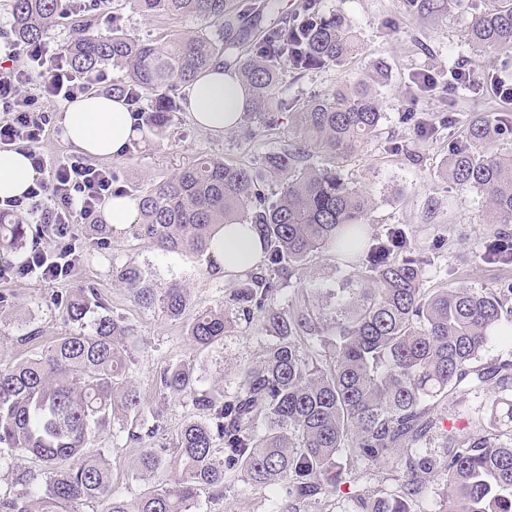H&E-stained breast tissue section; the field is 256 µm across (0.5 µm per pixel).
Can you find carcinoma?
Listing matches in <instances>:
<instances>
[{
  "label": "carcinoma",
  "mask_w": 512,
  "mask_h": 512,
  "mask_svg": "<svg viewBox=\"0 0 512 512\" xmlns=\"http://www.w3.org/2000/svg\"><path fill=\"white\" fill-rule=\"evenodd\" d=\"M304 0L291 20L272 19L278 0H135L148 17L211 20L213 30L189 29L140 39L128 33L117 0H11V32L26 46L71 26L66 65L92 77L117 67L112 95L139 113V128L162 137L182 109L177 87L214 63L248 89L247 117L291 113L296 140L268 152L260 165L285 175L268 196L256 168L203 156L173 177L139 190L140 222L132 231L163 252L205 254L219 230L249 224L263 245L258 270L232 274L224 304L192 306L188 288L154 286L142 268L112 261V281L142 308L168 320L192 312L187 336L197 350L231 329L256 323L267 340L262 359L242 368L234 389L203 388L190 364L170 362L155 378L159 399L184 403L192 416L177 431L174 479H160L136 499L113 488L105 432L141 445L127 478L156 477L169 467L162 411L147 406L131 377L140 340L135 325L114 314L87 283L56 291L50 304L73 330L50 342L30 329L18 341L34 351L18 359L0 346V471L10 477L0 512H199V498H224L240 473L253 487L278 486L274 512H302L357 483L360 468L385 464L402 473L392 489L354 495V512H413L429 484L442 477L448 512H512V399L488 395L463 426L445 412L457 388L489 390L512 380V361L480 365L490 334L512 316V281L473 288L445 281L427 288L439 239L421 241L402 226L379 238L370 231L372 193L352 186L335 161L377 136L386 119L376 86L378 62L366 80L331 93L291 99L281 92L283 67L297 74L339 66L362 50L350 20ZM466 42L478 53L512 49V0H492L475 13ZM459 93L474 85L448 69ZM512 136V117L473 112L461 138L448 144L443 175L483 196L491 226L479 258L512 267V155L487 145ZM318 154L326 162L304 165ZM30 225L0 213V249H24ZM109 224H86L72 240L88 256L108 245ZM329 254L350 269L341 309H312L286 298L310 256ZM19 308L0 291V320ZM442 440L438 457L418 455L423 441Z\"/></svg>",
  "instance_id": "obj_1"
}]
</instances>
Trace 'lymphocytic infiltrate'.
Listing matches in <instances>:
<instances>
[{"label": "lymphocytic infiltrate", "instance_id": "f902f5d3", "mask_svg": "<svg viewBox=\"0 0 512 512\" xmlns=\"http://www.w3.org/2000/svg\"><path fill=\"white\" fill-rule=\"evenodd\" d=\"M6 58L0 64V148L22 145L40 177L24 196L0 200V210L55 230L54 246H33L31 258L20 266L22 275L47 258L64 275L75 267L76 257L61 240L75 224L98 222L100 206L112 193V170L69 158L48 162L42 143L51 116L40 101H73L90 81L68 69L63 46L49 41L27 50L10 44Z\"/></svg>", "mask_w": 512, "mask_h": 512}]
</instances>
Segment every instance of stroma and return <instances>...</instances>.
<instances>
[{"label": "stroma", "mask_w": 512, "mask_h": 512, "mask_svg": "<svg viewBox=\"0 0 512 512\" xmlns=\"http://www.w3.org/2000/svg\"><path fill=\"white\" fill-rule=\"evenodd\" d=\"M323 6L349 17L363 43V53L340 67L330 65L301 76L284 72L281 89L288 97L324 94L362 76L375 62L388 65L389 77L379 87L386 119L378 136L368 140L343 166L348 182L373 194L372 233L382 234L388 225L402 224L426 242L434 234H443L446 244L434 257L436 265L451 269L455 277L476 288H493L512 280V267L489 265L478 257L486 233L480 195L451 188L441 174L448 142L460 135L459 130L444 125L448 112L461 118L472 112L512 113V103L499 98L486 81L490 75L512 80V51L500 53L492 62L474 53L464 37L468 13L446 5L436 12L412 8L407 0H324ZM452 66L479 76L481 85L455 95L448 88V69ZM424 71L435 76L433 88L417 86L416 78ZM276 120L274 129L261 131L248 142L234 130L221 137L200 130L186 112L180 111L166 137L157 139L139 133L135 148L117 160L116 166L126 184L134 188L170 177L202 155L251 164L295 140L294 123L288 113H277ZM392 140L409 141L410 154L391 151L388 143ZM116 259L148 270L157 287H166L175 280L185 283L193 301L204 305L223 300L225 277L207 256L162 252L129 229L113 233L110 248L87 256L70 277L74 283H97L114 313L136 325L143 344L136 353L132 378L148 406L163 408L170 428L165 442L170 445L175 430L191 410L182 403L161 404L155 391V372L168 362L191 360L201 370L204 386L233 387L240 367L260 355L265 333L257 325L240 326L222 344L195 353L187 342L184 323L141 308L125 289L114 286L112 262ZM341 278L331 255L313 256L301 279L303 300L315 307L338 305L341 298L337 283ZM56 289V284L39 280L0 281V290L15 293L23 304L18 320L0 322V344L24 354L25 348L17 338L25 323L39 328L48 340L63 335L65 325L57 312L45 305L46 297ZM277 495L276 488L257 489L236 479L225 500L208 503L201 512H271Z\"/></svg>", "instance_id": "1"}]
</instances>
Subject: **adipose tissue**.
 <instances>
[{
  "mask_svg": "<svg viewBox=\"0 0 512 512\" xmlns=\"http://www.w3.org/2000/svg\"><path fill=\"white\" fill-rule=\"evenodd\" d=\"M184 107L198 128L215 136L242 124L247 105L244 87L215 64L184 86ZM136 115L124 102L103 94H89L70 102L62 114L63 135L73 151L91 160L123 157L137 134ZM37 177L24 149L0 151V199L24 195ZM219 270L232 274L255 268L262 260L260 240L243 226L225 228L211 253Z\"/></svg>",
  "mask_w": 512,
  "mask_h": 512,
  "instance_id": "1",
  "label": "adipose tissue"
}]
</instances>
